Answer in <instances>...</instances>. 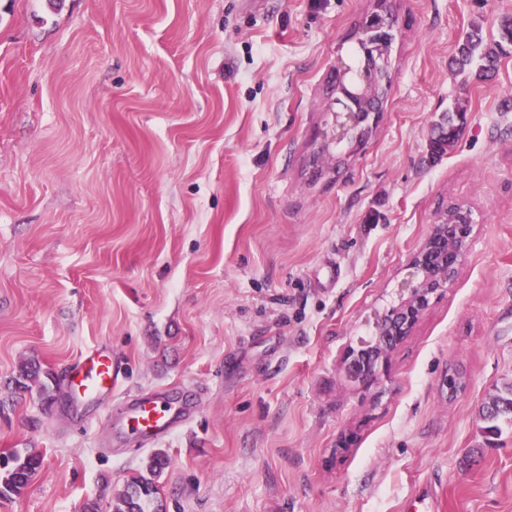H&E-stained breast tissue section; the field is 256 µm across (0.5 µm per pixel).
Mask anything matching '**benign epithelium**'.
Returning <instances> with one entry per match:
<instances>
[{
    "instance_id": "1",
    "label": "benign epithelium",
    "mask_w": 512,
    "mask_h": 512,
    "mask_svg": "<svg viewBox=\"0 0 512 512\" xmlns=\"http://www.w3.org/2000/svg\"><path fill=\"white\" fill-rule=\"evenodd\" d=\"M349 94L365 96L369 84L362 73L348 70ZM471 225H448L435 221L428 237L412 254L395 291L396 303L382 314L374 315L372 330L357 346L345 352L346 374L368 387L375 384L388 365L393 348L408 335L428 306L430 297L448 288L455 280L471 242Z\"/></svg>"
}]
</instances>
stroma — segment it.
<instances>
[{
  "label": "stroma",
  "instance_id": "stroma-1",
  "mask_svg": "<svg viewBox=\"0 0 512 512\" xmlns=\"http://www.w3.org/2000/svg\"><path fill=\"white\" fill-rule=\"evenodd\" d=\"M373 4L0 0V452L43 457L0 512H112L156 453L167 512H512V426L481 418L512 384V48L486 78L450 66L512 0H391L383 110L324 143ZM458 99L466 127L430 159ZM452 204L473 214L457 279L378 383L347 381ZM106 348L117 392L175 389L195 419L133 446L111 395L13 390L23 362L62 384Z\"/></svg>",
  "mask_w": 512,
  "mask_h": 512
}]
</instances>
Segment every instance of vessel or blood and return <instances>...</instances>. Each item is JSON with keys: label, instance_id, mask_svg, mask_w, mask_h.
<instances>
[{"label": "vessel or blood", "instance_id": "obj_1", "mask_svg": "<svg viewBox=\"0 0 512 512\" xmlns=\"http://www.w3.org/2000/svg\"><path fill=\"white\" fill-rule=\"evenodd\" d=\"M115 384L116 367L108 350L87 353L68 370L67 392L77 399L111 393ZM195 410L192 402L166 392L126 393L115 402L112 425L120 439L156 443L175 434Z\"/></svg>", "mask_w": 512, "mask_h": 512}]
</instances>
